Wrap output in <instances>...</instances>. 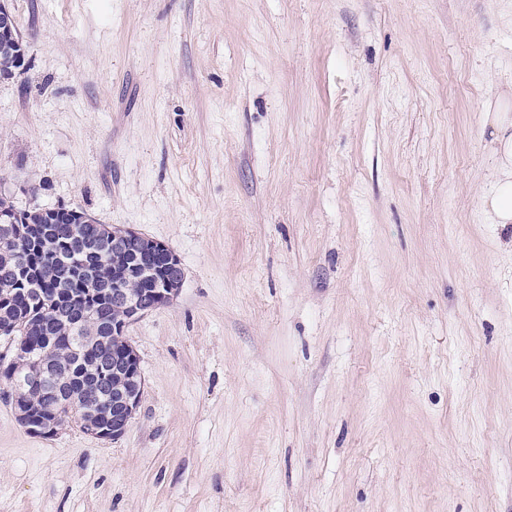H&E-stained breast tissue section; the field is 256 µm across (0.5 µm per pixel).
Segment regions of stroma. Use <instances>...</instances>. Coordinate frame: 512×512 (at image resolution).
Instances as JSON below:
<instances>
[{"mask_svg": "<svg viewBox=\"0 0 512 512\" xmlns=\"http://www.w3.org/2000/svg\"><path fill=\"white\" fill-rule=\"evenodd\" d=\"M0 185L168 245L125 434H31L0 512H512V0H9ZM9 0L0 1V42L4 41L5 45L17 47L16 68L10 74L0 77L1 81L11 80L19 74L27 65L26 45L24 38L16 26L14 16L10 10ZM510 91H504L495 103L488 105L484 112H493L494 151L498 157L497 166L491 173L493 193L486 200L487 213L495 224H512V118H509Z\"/></svg>", "mask_w": 512, "mask_h": 512, "instance_id": "35a3bbf8", "label": "stroma"}]
</instances>
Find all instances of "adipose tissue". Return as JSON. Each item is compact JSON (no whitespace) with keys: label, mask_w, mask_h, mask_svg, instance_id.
Segmentation results:
<instances>
[{"label":"adipose tissue","mask_w":512,"mask_h":512,"mask_svg":"<svg viewBox=\"0 0 512 512\" xmlns=\"http://www.w3.org/2000/svg\"><path fill=\"white\" fill-rule=\"evenodd\" d=\"M497 165L491 174L493 193L485 206L493 223L512 224V93L502 92L493 110Z\"/></svg>","instance_id":"1"}]
</instances>
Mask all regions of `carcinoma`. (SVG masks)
<instances>
[{
	"label": "carcinoma",
	"mask_w": 512,
	"mask_h": 512,
	"mask_svg": "<svg viewBox=\"0 0 512 512\" xmlns=\"http://www.w3.org/2000/svg\"><path fill=\"white\" fill-rule=\"evenodd\" d=\"M49 234L35 240L19 242L0 240V289L10 288L8 300L0 304V322L12 319L16 328L0 334L15 345L28 341L33 350L45 355L51 363L54 380L38 384L18 395L19 401L28 407V427L41 428L47 421L57 424H79L67 406L56 401L53 390L61 385L71 392L78 388L79 377L87 372L88 381H99L104 391L86 393L79 397L80 410L87 414L104 412L112 408V349L118 346L112 337V304L95 299L91 288L95 280L108 273L110 250L101 245L99 254L91 257L83 272L68 262L69 246L74 234L84 239L97 235L93 224H68L63 218L42 221ZM96 309L101 323L95 342L74 350L68 344L70 332L67 322L61 318L64 310L73 308ZM35 369L25 363L0 360V381L13 383L22 376L20 369Z\"/></svg>",
	"instance_id": "1"
}]
</instances>
